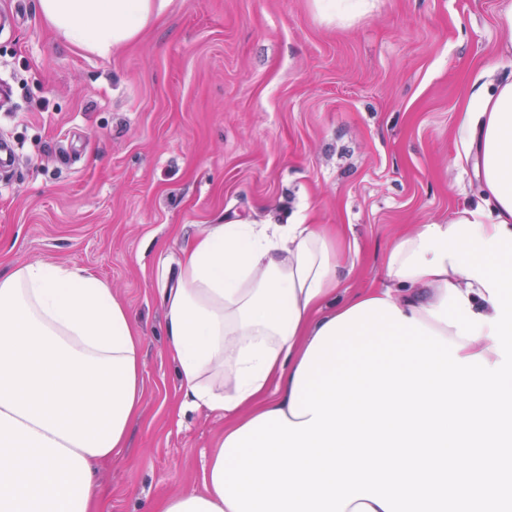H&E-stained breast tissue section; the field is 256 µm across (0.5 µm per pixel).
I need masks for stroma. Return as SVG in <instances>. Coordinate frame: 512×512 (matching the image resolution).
<instances>
[{"label":"stroma","instance_id":"stroma-1","mask_svg":"<svg viewBox=\"0 0 512 512\" xmlns=\"http://www.w3.org/2000/svg\"><path fill=\"white\" fill-rule=\"evenodd\" d=\"M502 0H170L102 57L59 39L37 0H0V273L36 262L106 281L142 335L145 398L99 468L102 512H150L198 486L224 417L181 411L161 290L213 224H344L343 285H379L385 250L446 222L480 183L454 162L474 83L512 77Z\"/></svg>","mask_w":512,"mask_h":512}]
</instances>
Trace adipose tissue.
<instances>
[{
    "label": "adipose tissue",
    "mask_w": 512,
    "mask_h": 512,
    "mask_svg": "<svg viewBox=\"0 0 512 512\" xmlns=\"http://www.w3.org/2000/svg\"><path fill=\"white\" fill-rule=\"evenodd\" d=\"M169 0H37L66 41L107 57L134 40ZM458 160L473 162L482 201L454 221L482 239L512 233V79L477 87L459 119ZM422 226L398 235L383 257L384 284L337 299L341 250L321 224H215L185 245L179 277L164 289L168 350L182 407L222 413L225 435L270 411L290 414L299 365L330 320L370 300L397 307L448 339L431 315L455 288L474 314L496 311L476 278L443 258L441 274L400 275ZM419 250V249H418ZM142 341L109 285L55 263L0 274V512H99L97 466L128 445L142 406ZM156 501L152 512H233L213 482Z\"/></svg>",
    "instance_id": "obj_1"
}]
</instances>
